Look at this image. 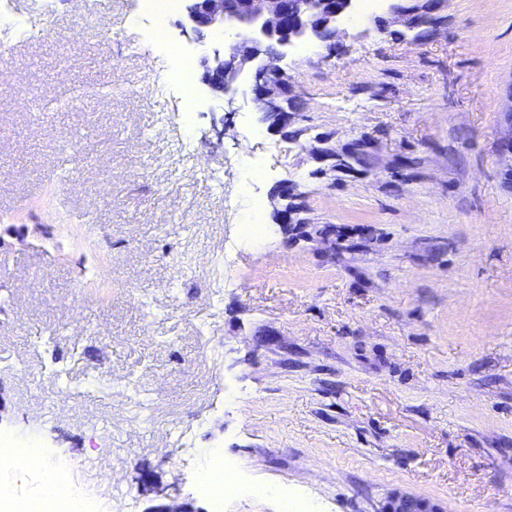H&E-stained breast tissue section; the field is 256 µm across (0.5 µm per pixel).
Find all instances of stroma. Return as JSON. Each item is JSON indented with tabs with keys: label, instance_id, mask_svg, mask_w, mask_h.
I'll return each instance as SVG.
<instances>
[{
	"label": "stroma",
	"instance_id": "stroma-1",
	"mask_svg": "<svg viewBox=\"0 0 512 512\" xmlns=\"http://www.w3.org/2000/svg\"><path fill=\"white\" fill-rule=\"evenodd\" d=\"M11 7L46 35L0 33V440L88 512H213L216 451L224 512H512V0L354 10L282 61L284 133L200 80L183 112L233 34ZM156 497L162 501L146 509V512H201V510L194 508L191 503L178 501L175 498L170 497L163 489L154 491ZM382 512H444V510L429 501L394 492L389 496Z\"/></svg>",
	"mask_w": 512,
	"mask_h": 512
}]
</instances>
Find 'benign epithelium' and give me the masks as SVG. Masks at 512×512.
I'll use <instances>...</instances> for the list:
<instances>
[{
	"label": "benign epithelium",
	"mask_w": 512,
	"mask_h": 512,
	"mask_svg": "<svg viewBox=\"0 0 512 512\" xmlns=\"http://www.w3.org/2000/svg\"><path fill=\"white\" fill-rule=\"evenodd\" d=\"M183 28L200 43L213 33L235 26L244 32L243 41L225 54L218 49L207 60L203 75L212 91L238 94L242 76L251 75L248 102L280 130H288V80L276 65L286 49L298 41L319 42L336 36L337 23L352 0H182ZM160 503L146 512H201L188 502L155 491ZM383 512H444L439 506L410 495L391 494Z\"/></svg>",
	"instance_id": "benign-epithelium-1"
}]
</instances>
